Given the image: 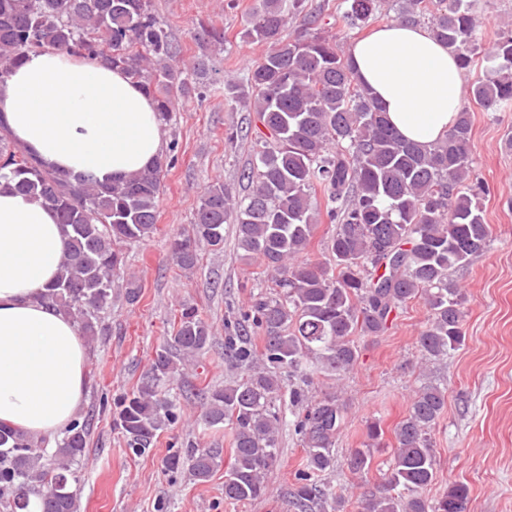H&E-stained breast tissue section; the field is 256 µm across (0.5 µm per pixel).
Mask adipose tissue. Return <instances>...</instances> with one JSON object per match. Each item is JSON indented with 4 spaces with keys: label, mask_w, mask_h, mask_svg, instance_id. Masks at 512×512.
Masks as SVG:
<instances>
[{
    "label": "adipose tissue",
    "mask_w": 512,
    "mask_h": 512,
    "mask_svg": "<svg viewBox=\"0 0 512 512\" xmlns=\"http://www.w3.org/2000/svg\"><path fill=\"white\" fill-rule=\"evenodd\" d=\"M348 57L404 139L427 145L447 134L464 82L427 29L389 24L352 43ZM0 120L24 149L72 176L119 180L163 153L151 98L122 72L54 49L29 53L0 82ZM66 247L52 210L0 189V425L38 439L72 423L87 393L84 340L43 298Z\"/></svg>",
    "instance_id": "1"
}]
</instances>
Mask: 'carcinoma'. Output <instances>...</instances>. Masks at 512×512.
Segmentation results:
<instances>
[{
	"label": "carcinoma",
	"mask_w": 512,
	"mask_h": 512,
	"mask_svg": "<svg viewBox=\"0 0 512 512\" xmlns=\"http://www.w3.org/2000/svg\"><path fill=\"white\" fill-rule=\"evenodd\" d=\"M342 26L358 28L379 10L378 0H346ZM395 0L396 19L417 25L448 45L460 67L475 65L479 44L478 0ZM305 10L304 0H260L244 35L272 49L249 71L247 89L224 86L230 99L256 112L263 127L253 159L240 179L248 193L233 196L222 182L207 184L194 214L192 234L171 243L184 270L197 266V248L224 246V225H235L237 249L260 259L272 291L259 293L244 321L263 333L255 355L245 325L228 337L229 361L245 376L205 395L201 422L231 425L232 463L224 475V500L260 499L269 493L267 473L280 457L275 401L288 387L294 432L306 450L291 491L298 512H325L342 496L321 481L336 465L334 448L344 424V403L335 392L309 397L306 364L337 377L354 368L358 337H378L397 308L423 299L430 316L418 337L424 359L437 360L464 343L462 293L451 271L483 253L490 241L472 180L471 117L458 112L445 137L430 145L403 139L367 89L355 82L336 37L313 28L293 40L281 37L287 17ZM195 40L204 53L191 67L178 65V46L155 14L151 0H0V80L27 54L56 49L123 70L154 100L163 122L178 92L195 89L192 77L209 74L210 54L224 51V31L199 25ZM489 74L471 82L466 96L487 112L512 110V32L486 49ZM172 157L119 183L72 178L47 168L18 147L0 123V184L43 201L67 236L57 281L45 299L77 324L81 335L98 334L112 307V290L130 304L141 285L125 276L123 249L155 231L162 181ZM323 193L324 210L316 205ZM325 213L335 232L323 261L306 257ZM209 324L186 305L170 342L158 353L140 386L118 403L114 424L136 455L150 451L159 431L178 420V402L163 391L179 363L205 351ZM447 406V388L416 392L394 429L391 471L381 490L362 500V512H466L468 489L448 488L429 500L422 492L435 479L432 431ZM89 420H75L52 453L14 430L0 427V504L24 512L27 493L41 512H77L73 466L84 456ZM369 448H354L349 471L362 475L373 461L383 429L373 422ZM223 449L193 448L174 454L167 469L187 468L208 481Z\"/></svg>",
	"instance_id": "obj_1"
}]
</instances>
